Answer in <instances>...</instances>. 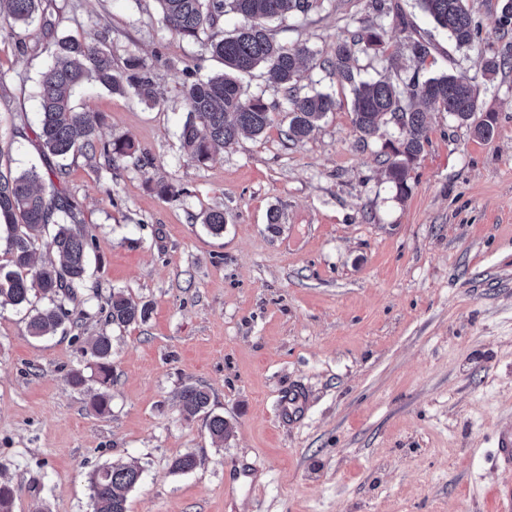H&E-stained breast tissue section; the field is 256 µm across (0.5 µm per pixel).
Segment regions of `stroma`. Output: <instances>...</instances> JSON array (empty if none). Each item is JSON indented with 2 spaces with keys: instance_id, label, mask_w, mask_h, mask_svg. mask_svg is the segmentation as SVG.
Listing matches in <instances>:
<instances>
[{
  "instance_id": "obj_1",
  "label": "stroma",
  "mask_w": 512,
  "mask_h": 512,
  "mask_svg": "<svg viewBox=\"0 0 512 512\" xmlns=\"http://www.w3.org/2000/svg\"><path fill=\"white\" fill-rule=\"evenodd\" d=\"M49 3L53 28L0 29V171L41 162L35 91L55 38L92 36L118 67L144 59L158 102L96 85L74 98L102 115L100 144L136 152L71 156L56 182L94 243L78 327L37 338L22 312L0 309V481L16 490L13 512H93V473L130 459L144 474L128 512H497L494 439L512 428V69L490 77L482 64L512 56L499 0H470L480 30L461 51L416 0H385L383 13L372 0H314L272 21L276 41L311 52L299 92L330 94L334 108L287 141L285 94L256 68L240 83L272 105L271 125L202 163L180 140L184 88L223 62L173 35L156 0ZM372 25L385 43L355 52L357 79L462 73L479 112L497 115L484 140L431 112L405 196L381 157L396 126L362 138L332 65ZM415 34L433 43L426 61L407 49ZM212 210L226 218L218 236L203 222ZM113 291L147 318L106 323ZM101 332L112 338L103 415L68 382L74 369L93 377L83 349ZM187 385L230 423L223 444L203 417L181 415ZM297 386L307 396L293 403ZM186 453L197 468L173 472Z\"/></svg>"
}]
</instances>
